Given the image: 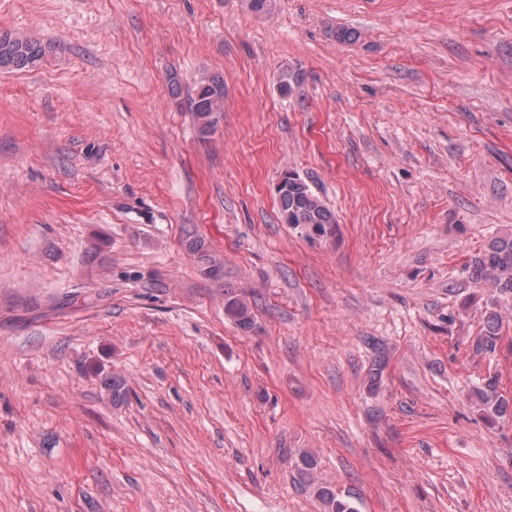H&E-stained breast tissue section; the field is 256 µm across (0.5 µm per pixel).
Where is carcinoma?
<instances>
[{
	"mask_svg": "<svg viewBox=\"0 0 512 512\" xmlns=\"http://www.w3.org/2000/svg\"><path fill=\"white\" fill-rule=\"evenodd\" d=\"M49 49L50 46L40 42L0 34V69L28 68L41 60ZM187 103L198 132L203 136L211 134L224 112V77H201L188 91ZM277 200L283 223L305 230L312 228L322 237L335 232V213L298 173H287L286 188L277 195ZM187 248L203 264L205 275L213 279L221 276V265L211 259L204 240L193 238L187 242ZM471 278L490 285L501 295L512 296V232L492 239L487 250L472 260ZM224 311L241 329L252 327V311L244 299L226 293ZM497 340L496 333L490 331L476 338L473 348L478 354L492 355ZM319 496L327 512H355L349 503L336 499L334 492L327 488L320 490Z\"/></svg>",
	"mask_w": 512,
	"mask_h": 512,
	"instance_id": "1",
	"label": "carcinoma"
}]
</instances>
